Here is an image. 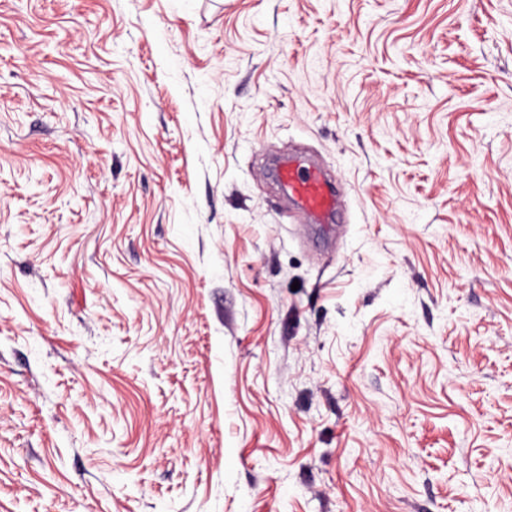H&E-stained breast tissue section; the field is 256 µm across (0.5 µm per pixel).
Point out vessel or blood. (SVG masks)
<instances>
[{"label": "vessel or blood", "instance_id": "b4317fda", "mask_svg": "<svg viewBox=\"0 0 512 512\" xmlns=\"http://www.w3.org/2000/svg\"><path fill=\"white\" fill-rule=\"evenodd\" d=\"M277 178L298 208L313 222L324 223L336 211V194L329 175L303 155L289 156L279 166Z\"/></svg>", "mask_w": 512, "mask_h": 512}]
</instances>
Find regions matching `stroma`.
I'll list each match as a JSON object with an SVG mask.
<instances>
[{
  "label": "stroma",
  "instance_id": "obj_1",
  "mask_svg": "<svg viewBox=\"0 0 512 512\" xmlns=\"http://www.w3.org/2000/svg\"><path fill=\"white\" fill-rule=\"evenodd\" d=\"M0 512H512V0H0ZM277 178L298 208L313 222H326L337 209L334 187L329 175L301 154L288 157L277 170Z\"/></svg>",
  "mask_w": 512,
  "mask_h": 512
}]
</instances>
